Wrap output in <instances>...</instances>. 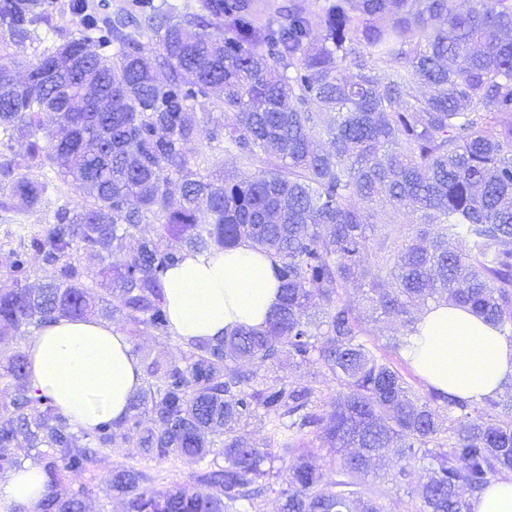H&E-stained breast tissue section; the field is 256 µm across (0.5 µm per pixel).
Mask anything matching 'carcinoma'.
<instances>
[{
  "label": "carcinoma",
  "mask_w": 512,
  "mask_h": 512,
  "mask_svg": "<svg viewBox=\"0 0 512 512\" xmlns=\"http://www.w3.org/2000/svg\"><path fill=\"white\" fill-rule=\"evenodd\" d=\"M70 8L78 36H59L17 79L9 49L51 27L55 0H0V143L29 137L24 153L0 152V184L14 208H36L63 184L81 197L20 237L0 283V339L14 341L0 366V474L22 467L24 449L47 477L34 512H83L87 474L135 437L152 458L199 463L206 491L156 489L118 466L106 485L126 512H260L268 464L285 456L279 512H383L386 491L366 477L391 453L396 483L411 462L428 464L416 512H471L461 487L473 494L512 472V378L478 403L410 379L396 360L431 303L467 306L512 334V0L466 11L457 0H325L315 11L293 0L266 19L255 0H200L183 16L153 0L115 14L86 0ZM202 102L219 115L198 117ZM203 119L208 144L253 173L193 169ZM378 204L417 215L410 235L376 236ZM148 224L155 233L112 264ZM241 242L272 258L280 283L264 328L178 337L175 354L142 356L128 414L90 429L30 385L34 330L119 316L167 335V270L186 251ZM364 280L368 311L403 328L382 345L350 297ZM283 358L331 375L330 409L314 385L264 375ZM257 418L268 426L260 445L241 433ZM309 434L339 456L336 469L296 454ZM63 478L74 482L65 497Z\"/></svg>",
  "instance_id": "carcinoma-1"
}]
</instances>
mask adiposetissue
<instances>
[{"label": "adipose tissue", "mask_w": 512, "mask_h": 512, "mask_svg": "<svg viewBox=\"0 0 512 512\" xmlns=\"http://www.w3.org/2000/svg\"><path fill=\"white\" fill-rule=\"evenodd\" d=\"M163 290L170 330L187 341L263 327L281 294L269 255L246 243L186 253L167 271ZM25 352L32 386L83 428L123 417L142 385L129 337L102 319L51 322ZM401 354L428 385L476 402L512 377V337L451 303L422 311ZM45 493L38 467L9 471L0 476V512H33Z\"/></svg>", "instance_id": "adipose-tissue-1"}]
</instances>
